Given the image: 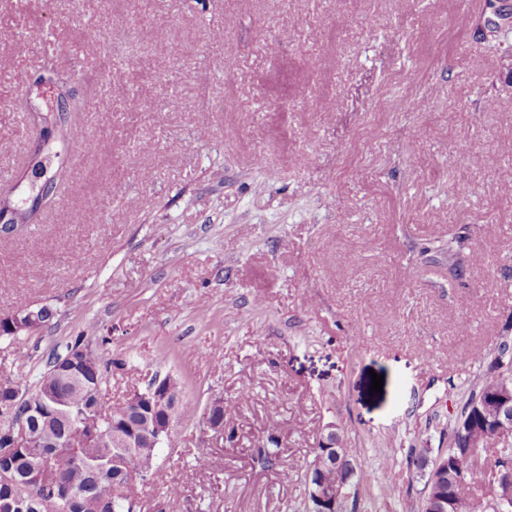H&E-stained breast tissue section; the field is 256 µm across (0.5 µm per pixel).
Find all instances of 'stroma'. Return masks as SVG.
<instances>
[{
	"mask_svg": "<svg viewBox=\"0 0 512 512\" xmlns=\"http://www.w3.org/2000/svg\"><path fill=\"white\" fill-rule=\"evenodd\" d=\"M482 5L155 0L151 28L127 0H0V170L28 168L18 82L50 66L94 103L71 122L98 143L0 240V314L55 311L0 340V380L32 384L78 336L109 364L107 401L178 377L186 408L141 512H307L332 424L369 475L346 512H420L412 450L448 449L485 357L512 343V50L459 22ZM144 89L152 110L129 111ZM218 399L230 441L205 423Z\"/></svg>",
	"mask_w": 512,
	"mask_h": 512,
	"instance_id": "35a3bbf8",
	"label": "stroma"
}]
</instances>
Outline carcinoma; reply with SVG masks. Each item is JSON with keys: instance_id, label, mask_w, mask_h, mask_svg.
<instances>
[{"instance_id": "carcinoma-1", "label": "carcinoma", "mask_w": 512, "mask_h": 512, "mask_svg": "<svg viewBox=\"0 0 512 512\" xmlns=\"http://www.w3.org/2000/svg\"><path fill=\"white\" fill-rule=\"evenodd\" d=\"M59 102L64 107L61 113L49 115L28 107L25 111L34 117V123L57 129L58 138L68 144L66 113L84 112L86 105L64 93ZM52 156L58 158L60 154L47 145L42 151H33L31 162L48 169L51 182L60 185L66 182L67 168L52 166ZM32 191L27 208H12L18 224L32 223L42 208L53 204V196L41 192V184L34 185ZM104 367L103 357L84 342V337L77 336L65 353L51 359L33 385L23 387L7 381L0 388V409L13 407L19 412L26 411L28 400L40 395L44 387L50 388L49 394L35 402L33 430L41 446L11 449L12 496L0 495V512H10L15 499L29 503L30 512H136L141 481L152 473L159 448H114L110 442L91 437L85 425L89 419L99 420L103 428L141 419L122 401L102 406L95 400L96 388L105 382ZM507 384H512V373L503 370L497 358H491L477 390L481 402L468 400L452 429L448 481L433 489L434 497L446 501L445 512H491V502L499 492L493 484L494 474L512 469V434L501 428L488 404ZM278 448L279 439L271 433L262 441L258 454L272 462L278 458ZM346 477L340 468L322 474L330 486L348 485L354 497L362 472L356 470L349 482ZM67 487L84 489L88 495L67 506L60 499Z\"/></svg>"}]
</instances>
